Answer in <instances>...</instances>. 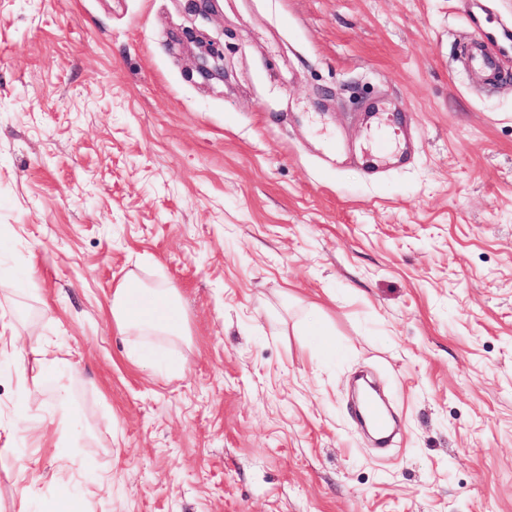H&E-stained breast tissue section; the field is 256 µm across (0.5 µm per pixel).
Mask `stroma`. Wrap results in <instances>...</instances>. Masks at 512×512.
I'll list each match as a JSON object with an SVG mask.
<instances>
[{"label":"stroma","instance_id":"35a3bbf8","mask_svg":"<svg viewBox=\"0 0 512 512\" xmlns=\"http://www.w3.org/2000/svg\"><path fill=\"white\" fill-rule=\"evenodd\" d=\"M467 2L0 0L5 506L512 512V74L456 65ZM129 275L189 328L145 366ZM204 51L197 57L196 66L200 75L204 78H212L214 76L223 77L224 66H220L219 60L221 55L214 49L211 43L203 46ZM112 325L121 336L174 341L187 336L179 294L164 282L147 286L126 277L112 290ZM363 416L367 423L379 434L387 432L389 427L388 417L375 399L367 398L363 401Z\"/></svg>","mask_w":512,"mask_h":512}]
</instances>
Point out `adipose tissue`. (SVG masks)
<instances>
[{
    "label": "adipose tissue",
    "mask_w": 512,
    "mask_h": 512,
    "mask_svg": "<svg viewBox=\"0 0 512 512\" xmlns=\"http://www.w3.org/2000/svg\"><path fill=\"white\" fill-rule=\"evenodd\" d=\"M110 314L123 336L173 341L187 333L179 294L163 282L149 286L138 278H125L112 291Z\"/></svg>",
    "instance_id": "ef3b65f1"
}]
</instances>
